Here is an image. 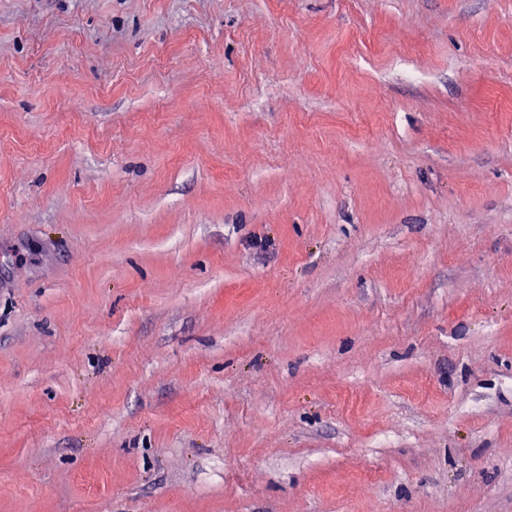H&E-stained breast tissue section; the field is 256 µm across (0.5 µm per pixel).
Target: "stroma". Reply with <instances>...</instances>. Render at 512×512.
Returning a JSON list of instances; mask_svg holds the SVG:
<instances>
[{
	"mask_svg": "<svg viewBox=\"0 0 512 512\" xmlns=\"http://www.w3.org/2000/svg\"><path fill=\"white\" fill-rule=\"evenodd\" d=\"M0 512H512V0H0Z\"/></svg>",
	"mask_w": 512,
	"mask_h": 512,
	"instance_id": "35a3bbf8",
	"label": "stroma"
}]
</instances>
